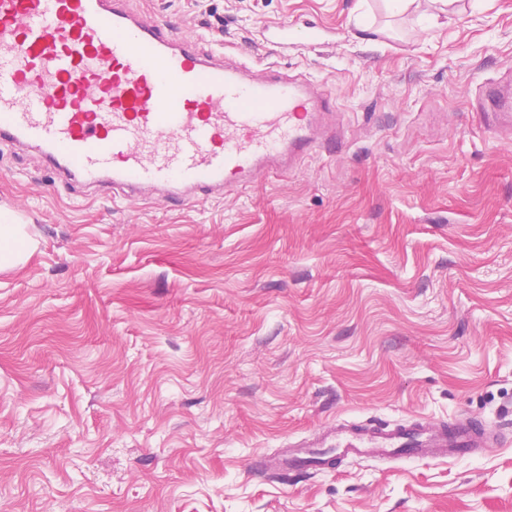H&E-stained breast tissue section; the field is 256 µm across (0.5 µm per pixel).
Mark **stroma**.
I'll list each match as a JSON object with an SVG mask.
<instances>
[{"label": "stroma", "instance_id": "1", "mask_svg": "<svg viewBox=\"0 0 512 512\" xmlns=\"http://www.w3.org/2000/svg\"><path fill=\"white\" fill-rule=\"evenodd\" d=\"M130 4L327 89L346 147L185 206L0 142V210L35 244L0 268V512H512V137L473 107L512 96V0ZM454 416L499 444L252 469L336 421ZM292 38L291 28L288 25H267L262 29V40L265 44L277 49H288L289 40Z\"/></svg>", "mask_w": 512, "mask_h": 512}]
</instances>
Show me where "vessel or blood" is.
Wrapping results in <instances>:
<instances>
[{
	"mask_svg": "<svg viewBox=\"0 0 512 512\" xmlns=\"http://www.w3.org/2000/svg\"><path fill=\"white\" fill-rule=\"evenodd\" d=\"M288 25L262 40L287 49ZM332 96L277 66L260 75L235 56L202 50L144 18L129 0H0V140L38 149L57 178L150 189L181 204L243 180L284 173L309 154L342 152L325 114ZM494 135L512 103L477 108ZM485 423L343 421L263 468L328 471L348 458L455 459L494 442Z\"/></svg>",
	"mask_w": 512,
	"mask_h": 512,
	"instance_id": "vessel-or-blood-1",
	"label": "vessel or blood"
}]
</instances>
